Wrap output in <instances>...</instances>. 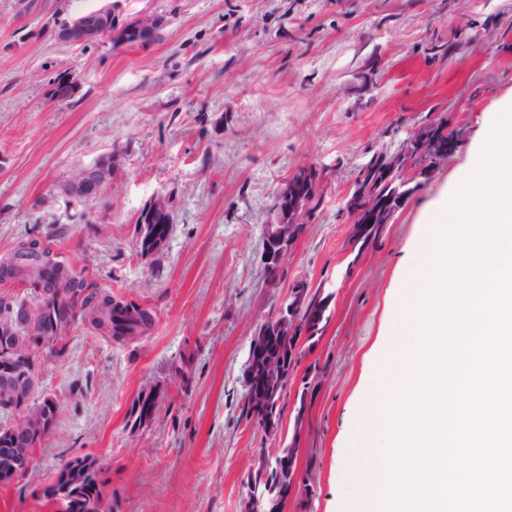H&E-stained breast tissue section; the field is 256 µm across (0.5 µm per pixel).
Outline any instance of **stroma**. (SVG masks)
<instances>
[{
	"label": "stroma",
	"mask_w": 512,
	"mask_h": 512,
	"mask_svg": "<svg viewBox=\"0 0 512 512\" xmlns=\"http://www.w3.org/2000/svg\"><path fill=\"white\" fill-rule=\"evenodd\" d=\"M95 5L0 0V262L39 239L89 290L152 323L124 337L79 323L41 360L37 395L58 413L28 473L0 485V512H53L39 491L85 455L112 512H241L250 461L290 444L311 462L313 493L286 512H341L352 419L388 349L403 262L512 103V0H125L128 17L163 19L149 41L55 39ZM59 75L70 94L53 95ZM441 112L459 147L376 243L355 247L342 206L359 169ZM115 150L114 187L63 195L74 169ZM303 165L326 172L321 202L273 286L262 229ZM158 194L173 222L145 259L136 219ZM298 280L332 293L331 316L290 375L272 439L241 414L242 369L260 315ZM313 364L318 390L299 414ZM142 394L157 402L145 424Z\"/></svg>",
	"instance_id": "35a3bbf8"
}]
</instances>
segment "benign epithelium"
Returning <instances> with one entry per match:
<instances>
[{
  "label": "benign epithelium",
  "instance_id": "benign-epithelium-1",
  "mask_svg": "<svg viewBox=\"0 0 512 512\" xmlns=\"http://www.w3.org/2000/svg\"><path fill=\"white\" fill-rule=\"evenodd\" d=\"M97 2L91 11L78 12L66 21L56 39L69 45H85L99 40H109L118 45L131 35L144 41L162 24L161 18L150 14L135 19L125 18L122 0ZM103 18L112 20V28L103 29L98 25V20ZM436 129L435 117L413 129L396 152L400 166L383 171L367 163L364 170L372 176L399 177L397 193L405 195L411 190L412 182L431 179L437 162L448 155V149L434 137ZM118 162L119 156L115 154L108 161L98 160L75 170L66 182L68 197L85 201L92 192H101L103 186L112 181V171L118 167ZM323 180V171L314 165L303 166L290 176L273 207L276 226L264 225L262 259L266 270L273 273L283 270L288 256L307 229ZM344 209L358 224H387L391 220L390 210L379 203L378 195L369 184L358 186L353 194L347 196ZM308 299L306 282H295L273 312L258 321L255 335L264 339L272 333L302 343L308 328L303 318ZM43 329L41 313L31 304L21 307L15 315L0 317V399L8 402L14 414V418L0 424V444L15 450L10 464L0 474L8 484L21 479L23 470L31 466L30 446L19 444V439L29 434L36 436L44 430L43 403L34 401L39 385L35 367L39 359L48 355L47 347L53 337L42 335ZM244 371L259 373L260 382L269 386L288 380V373L274 359L265 362L249 359ZM243 397L247 406L259 414L257 418L250 417L251 424L270 436L277 435L278 420L264 418L267 390H262V395L255 398L245 391ZM274 468V456L260 457L249 467L244 481L242 512H266L269 486L255 478V470L268 473Z\"/></svg>",
  "mask_w": 512,
  "mask_h": 512
}]
</instances>
